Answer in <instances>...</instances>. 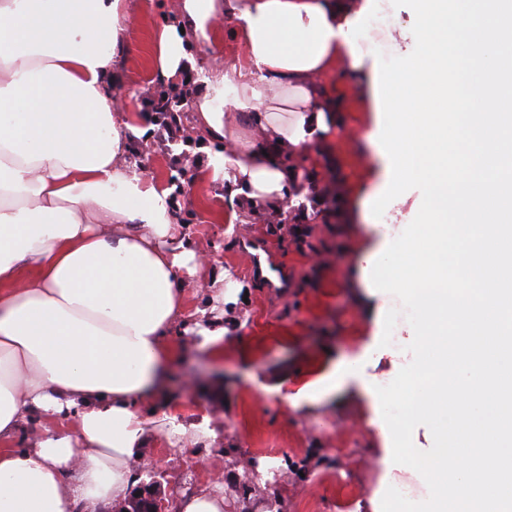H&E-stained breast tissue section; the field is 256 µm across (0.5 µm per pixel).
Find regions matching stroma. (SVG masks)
<instances>
[{
	"label": "stroma",
	"mask_w": 512,
	"mask_h": 512,
	"mask_svg": "<svg viewBox=\"0 0 512 512\" xmlns=\"http://www.w3.org/2000/svg\"><path fill=\"white\" fill-rule=\"evenodd\" d=\"M132 51L112 77L131 111L145 118L147 150L134 158L145 177L168 185L172 154L184 148L155 122L142 94L151 86L152 35L174 0H130ZM370 130L366 112L345 113L331 127V154L326 175L339 209L331 223H315L317 250L295 243L286 231L269 224L268 212L230 211L219 184L197 182L187 169V190L175 197L178 220L215 273L230 272L235 306L224 341V360L216 364L186 347L163 386L164 400L183 407V420L195 424L194 446L168 449L157 442L149 457L167 470L163 487L175 498L201 477L224 483L249 466L276 465L272 485L260 497L281 495L286 512H306V502L332 498V512H371L368 498L379 484L380 471L370 462L379 441L368 426L372 410L357 389L300 409L289 394L317 379L338 358L358 352L376 327L375 303L361 278L358 260L372 247L374 234L365 224L363 198L352 192L355 182L372 183L381 166L364 147ZM265 242L288 269L289 289L269 288L253 278L242 242ZM291 375H282L284 366ZM357 450H348V443ZM358 476L357 502L348 506L336 491L337 475Z\"/></svg>",
	"instance_id": "stroma-1"
}]
</instances>
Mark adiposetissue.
Returning <instances> with one entry per match:
<instances>
[{"instance_id": "ef3b65f1", "label": "adipose tissue", "mask_w": 512, "mask_h": 512, "mask_svg": "<svg viewBox=\"0 0 512 512\" xmlns=\"http://www.w3.org/2000/svg\"><path fill=\"white\" fill-rule=\"evenodd\" d=\"M128 2L0 0V512L127 500L156 435L171 448L198 439L156 402L169 338L224 355L233 291L168 191L130 162L135 118L112 92ZM405 3L410 27L374 32L376 0H176L153 35V73L178 81L197 45L221 54L216 21L235 20L244 55L194 102L196 125L224 146L201 177L258 212L283 204L290 161L326 139L345 102L374 113L368 142L386 176L365 205L380 240L359 262L379 336L315 393L353 382L382 408L374 461L420 484L404 512H512V0ZM384 48L397 65L326 95L323 77ZM189 280L207 291L192 313ZM396 332L395 372L411 384L388 390L366 366ZM34 421L41 431L17 447Z\"/></svg>"}]
</instances>
